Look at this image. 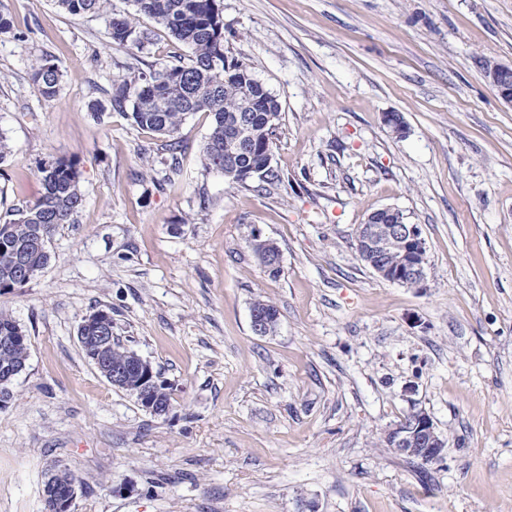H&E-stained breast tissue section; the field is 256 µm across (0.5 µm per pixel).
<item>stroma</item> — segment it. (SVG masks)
Here are the masks:
<instances>
[{"label":"stroma","instance_id":"stroma-1","mask_svg":"<svg viewBox=\"0 0 512 512\" xmlns=\"http://www.w3.org/2000/svg\"><path fill=\"white\" fill-rule=\"evenodd\" d=\"M220 9L226 56L281 106L260 186L203 167L208 113L181 125L173 171L161 138L107 107L126 66L190 58L144 16L148 43L113 44L109 21L132 0L98 15L0 0V222L57 159L78 160L84 195L42 273L0 295L29 338L0 409V512H45L62 467L71 512H512V105L483 68L512 63V0ZM42 54L63 72L50 101L29 73ZM387 206L421 228L420 287L359 258L357 225ZM256 235L278 247L279 276ZM258 299L279 310L267 336L250 326ZM99 309L169 384L167 415L86 357L78 327ZM414 409L445 438L442 459L380 446ZM51 479L54 481L55 489H65L67 485L76 482L77 480L75 474L68 468L59 469L56 473L52 474L51 478L47 480L44 488L45 510L48 512H54L48 510L51 509L50 495L52 492L51 489L48 490V487L51 486L48 482ZM75 495V485H69L68 488L61 494L57 493L56 495L52 496L54 499L53 507L58 512H70Z\"/></svg>","mask_w":512,"mask_h":512}]
</instances>
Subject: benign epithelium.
Returning a JSON list of instances; mask_svg holds the SVG:
<instances>
[{"label":"benign epithelium","instance_id":"7a95c632","mask_svg":"<svg viewBox=\"0 0 512 512\" xmlns=\"http://www.w3.org/2000/svg\"><path fill=\"white\" fill-rule=\"evenodd\" d=\"M487 77L495 87L499 97L512 104V65L491 60L486 69ZM404 246V252L397 255L391 252L393 243ZM358 254H375L376 260L369 262L372 271L379 277L407 287H418L426 279V263H415L407 255L418 254L426 258L425 239L417 224L402 222L401 211L395 207H384L371 212L365 223L356 229ZM252 331L260 336L269 332L272 318L258 310L250 311ZM81 344L90 343L96 348L94 365L100 374L115 388L136 396L138 402L150 413L162 416L167 414L156 398L157 375L149 361L140 355L124 365L110 361L107 349L112 345V327L102 315L85 317L80 327ZM389 446L397 453L412 457L423 463L439 458L446 442L438 431L432 417L423 409L411 411V424L397 423L385 433ZM76 495L75 485H70L53 496L57 512H70Z\"/></svg>","mask_w":512,"mask_h":512}]
</instances>
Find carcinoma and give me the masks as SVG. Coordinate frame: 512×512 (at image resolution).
Returning a JSON list of instances; mask_svg holds the SVG:
<instances>
[{
  "label": "carcinoma",
  "instance_id": "cac0c4a2",
  "mask_svg": "<svg viewBox=\"0 0 512 512\" xmlns=\"http://www.w3.org/2000/svg\"><path fill=\"white\" fill-rule=\"evenodd\" d=\"M63 11L72 14H98L108 0H56ZM134 13L110 22L112 42L125 46H141L135 36L139 17L146 16L191 51L186 64L157 68H132L112 83L110 103L123 110L131 106L130 118L143 130L166 140L163 150L170 154V168L176 169L179 148L174 136L188 115L206 112L211 127L202 147V164L206 169L222 170L224 163L259 171L257 179L274 176L267 165L266 147L272 144L276 123L280 120V104L261 87H256L251 101L253 142L237 150L235 156L224 154L226 142L238 139L232 125L233 114L245 100V89L256 81L251 67L238 60L228 61L224 54V24L218 0H133ZM62 69L52 57L45 55L31 66V79L44 98L53 99L58 91ZM41 190L37 199L15 211L13 218L0 223V294L19 286L15 254L24 253L32 268L44 269L49 253L31 247L36 235L49 238L58 224L74 223L84 196L80 173L73 160H58L40 169ZM251 247L265 270L277 276L281 268L273 265L268 242L255 235ZM21 326L5 310L0 309V340L14 337L9 345H0V374L26 360L28 337L17 336Z\"/></svg>",
  "mask_w": 512,
  "mask_h": 512
}]
</instances>
